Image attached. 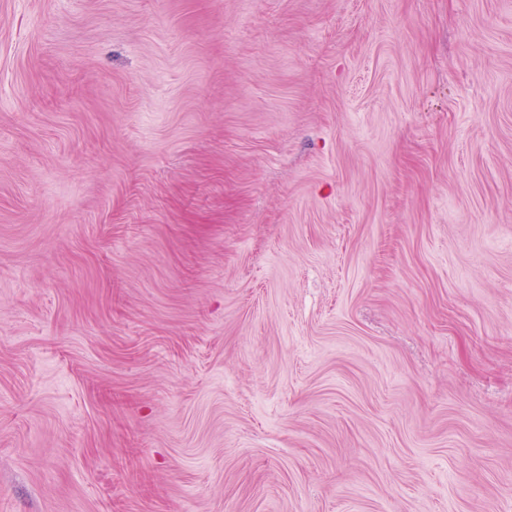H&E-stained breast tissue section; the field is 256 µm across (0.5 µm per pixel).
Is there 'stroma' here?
<instances>
[{
  "label": "stroma",
  "mask_w": 512,
  "mask_h": 512,
  "mask_svg": "<svg viewBox=\"0 0 512 512\" xmlns=\"http://www.w3.org/2000/svg\"><path fill=\"white\" fill-rule=\"evenodd\" d=\"M0 512H512V0H0Z\"/></svg>",
  "instance_id": "stroma-1"
}]
</instances>
